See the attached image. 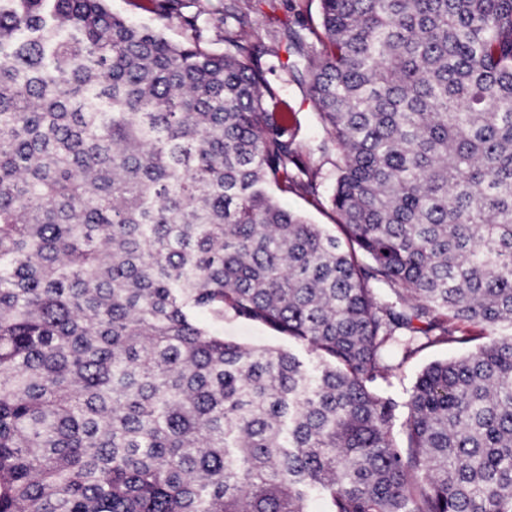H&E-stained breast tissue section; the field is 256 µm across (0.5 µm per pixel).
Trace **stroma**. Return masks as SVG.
Returning <instances> with one entry per match:
<instances>
[{
  "mask_svg": "<svg viewBox=\"0 0 512 512\" xmlns=\"http://www.w3.org/2000/svg\"><path fill=\"white\" fill-rule=\"evenodd\" d=\"M113 13L129 20L146 24L161 31L166 38L181 42L190 37L191 32L179 18H158L155 14L135 7L133 0H111ZM233 7L235 13L243 14L251 22V41L263 45L262 57L267 67V79L271 85L283 91L293 107L300 124L297 141L304 151L311 154V165L318 169L315 191L299 189L280 195V202L287 208L300 212L311 222L323 225L330 234H339L338 218L331 206L330 196L333 192L334 168L328 157L319 150L326 133L320 123L317 110L306 85L295 79L297 70L302 69L303 60L298 55L286 52L283 45L272 37L274 30L287 22L290 24L308 23L318 25L320 14L319 0H184V14L198 18V25L203 31V44L208 49L224 51V30L213 23L214 16L223 14L226 7ZM218 329L224 337L249 345L288 348L286 337L267 327L233 317L225 318ZM461 348L439 344L424 349L414 355L405 364L401 374L393 378L389 390L394 395H402L410 387L417 374L430 362L461 356Z\"/></svg>",
  "mask_w": 512,
  "mask_h": 512,
  "instance_id": "stroma-1",
  "label": "stroma"
}]
</instances>
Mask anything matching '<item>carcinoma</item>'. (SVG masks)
<instances>
[{
	"label": "carcinoma",
	"instance_id": "1",
	"mask_svg": "<svg viewBox=\"0 0 512 512\" xmlns=\"http://www.w3.org/2000/svg\"><path fill=\"white\" fill-rule=\"evenodd\" d=\"M108 2L0 0V512H512V335L385 388L512 326V0L276 31L342 239L275 195L317 173L245 16L217 53ZM226 338L249 345L272 346L288 349V339L267 327L233 317H224V322L214 324ZM470 348L461 349L456 346L448 344H439L427 349H424L414 355L403 367L401 374L398 377L391 379V385L387 389L397 396H402L403 391L410 387L417 374L430 362L435 360L451 359L459 357Z\"/></svg>",
	"mask_w": 512,
	"mask_h": 512
}]
</instances>
